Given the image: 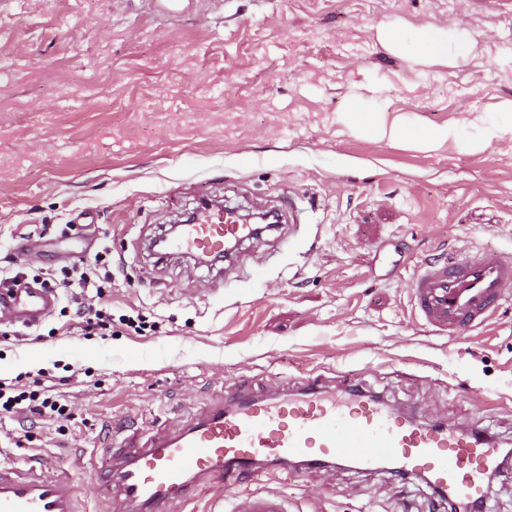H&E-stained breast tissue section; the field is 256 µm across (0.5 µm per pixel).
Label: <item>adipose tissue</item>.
<instances>
[{
    "instance_id": "ef3b65f1",
    "label": "adipose tissue",
    "mask_w": 512,
    "mask_h": 512,
    "mask_svg": "<svg viewBox=\"0 0 512 512\" xmlns=\"http://www.w3.org/2000/svg\"><path fill=\"white\" fill-rule=\"evenodd\" d=\"M420 38L422 49L413 61L422 67L435 62L456 65L465 58L472 44L467 35L448 33L432 26L423 27ZM340 120L358 135L391 143H406L422 151H432L448 143H462L470 151L478 152L501 139L504 134L512 133V111L476 117L471 121L472 131L467 135L456 123L424 127L402 114L390 117L383 112L368 110L357 101L353 102L350 111L341 113Z\"/></svg>"
}]
</instances>
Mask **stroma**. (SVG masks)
<instances>
[{"label": "stroma", "instance_id": "stroma-1", "mask_svg": "<svg viewBox=\"0 0 512 512\" xmlns=\"http://www.w3.org/2000/svg\"><path fill=\"white\" fill-rule=\"evenodd\" d=\"M465 29V61L391 53L381 25ZM423 126L512 102V0H0V268L107 275L112 332L58 302L0 327V380L68 375V421L0 415V467L91 470L108 443L177 427L233 394L351 379L428 423L512 443V303L466 336L414 312L418 266L512 254V136L481 152L363 138L355 97ZM203 197L295 213L233 265L158 263L168 221ZM139 319L143 331L123 325ZM242 493L288 512H445L424 481L351 465L265 471Z\"/></svg>", "mask_w": 512, "mask_h": 512}]
</instances>
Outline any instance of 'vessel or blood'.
<instances>
[{
  "label": "vessel or blood",
  "mask_w": 512,
  "mask_h": 512,
  "mask_svg": "<svg viewBox=\"0 0 512 512\" xmlns=\"http://www.w3.org/2000/svg\"><path fill=\"white\" fill-rule=\"evenodd\" d=\"M255 239L254 225L237 223L232 211L202 209L169 239L168 248L202 256ZM511 299V255L455 256L422 264L413 277L419 319L444 336L471 334ZM55 303L48 288L0 291V322L37 325ZM104 456L101 479L125 512H172L174 502L212 490L233 496L232 512H285L280 498H237L233 490L259 468L296 460L333 468L352 461L365 469L389 460L399 477L422 475L448 499L482 503L501 450L478 424H424L355 385L330 387L309 376L296 388L260 394L241 384L232 397L180 427L157 428L140 444L109 446ZM0 512H88L87 496L64 472L0 468Z\"/></svg>",
  "instance_id": "obj_1"
}]
</instances>
